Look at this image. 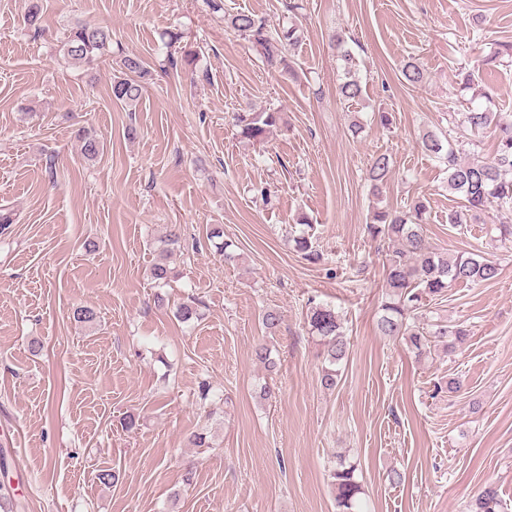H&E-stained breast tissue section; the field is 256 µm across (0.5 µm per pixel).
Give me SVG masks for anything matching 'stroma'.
I'll return each mask as SVG.
<instances>
[{
	"label": "stroma",
	"instance_id": "1",
	"mask_svg": "<svg viewBox=\"0 0 512 512\" xmlns=\"http://www.w3.org/2000/svg\"><path fill=\"white\" fill-rule=\"evenodd\" d=\"M221 2L41 0L31 26L25 0H0V209L18 217L0 232V485L17 512H335L330 473L343 455L367 512H468L489 485L512 512V240L491 237L512 210L452 227L464 201L421 146L452 128L463 158L495 156L493 132L452 123L483 90L512 115V59L478 66L512 42V0H303L294 16L284 0ZM236 11L299 27L296 78L225 27ZM77 20L112 30L94 64L64 58ZM172 31L199 53L194 76L168 61ZM335 32L361 62L356 105L338 93ZM123 53L153 74L133 108L111 97ZM410 57L427 73L417 87L400 72ZM247 105L281 115L262 141L234 124ZM379 110L390 128L372 122ZM82 127L104 144L95 161L81 154ZM383 153L393 174L377 198L367 174ZM418 196L432 248L498 266L492 281L426 298L428 319L469 334L421 359L377 329L393 245L366 230L376 207ZM303 215L314 264L294 248ZM173 224L176 277L157 288L152 244ZM214 224L234 260L211 249ZM190 296L199 317L183 324L173 312ZM313 300L336 308L350 342L333 390L307 329ZM79 306L96 311L93 326L74 320ZM270 307L281 315L272 334ZM260 343L275 370L256 360ZM266 384L275 398L261 399ZM197 433L207 446L192 445Z\"/></svg>",
	"mask_w": 512,
	"mask_h": 512
}]
</instances>
